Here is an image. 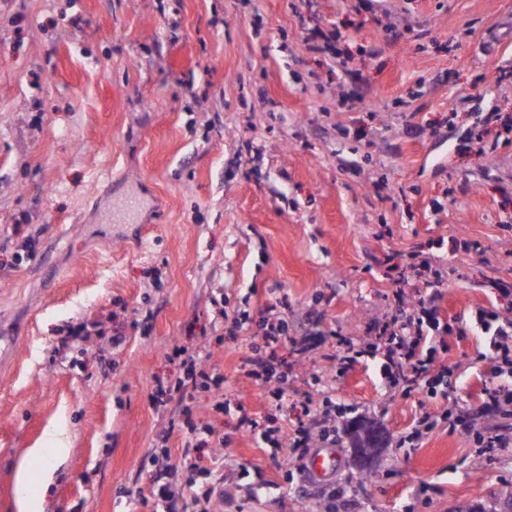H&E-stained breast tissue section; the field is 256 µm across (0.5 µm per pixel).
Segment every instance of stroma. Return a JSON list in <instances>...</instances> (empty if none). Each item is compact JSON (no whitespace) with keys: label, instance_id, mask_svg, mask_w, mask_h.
Returning a JSON list of instances; mask_svg holds the SVG:
<instances>
[{"label":"stroma","instance_id":"1","mask_svg":"<svg viewBox=\"0 0 512 512\" xmlns=\"http://www.w3.org/2000/svg\"><path fill=\"white\" fill-rule=\"evenodd\" d=\"M509 68L512 0H0V512L23 461L38 512H165L144 464L164 431L212 512H313L329 484L286 481L239 418L288 435L327 397L358 512H499L512 447L399 441L480 405L472 324L512 313V141L486 120L512 113ZM412 252L450 328L432 397L378 354L336 374L344 341L368 348L427 294ZM275 300L309 345L281 351L283 411L238 370ZM174 347L209 375L188 426L152 403L184 379ZM355 419L388 438L364 480ZM451 415V412L448 414L447 411L442 413L441 416H434L427 412L424 413L416 422L413 431L407 435V442L415 448L424 437L432 433L438 427L447 426V423L448 429L451 432L457 430V427L462 428L460 431L466 434H469L475 429L474 422L466 423L460 419L450 421Z\"/></svg>","mask_w":512,"mask_h":512}]
</instances>
